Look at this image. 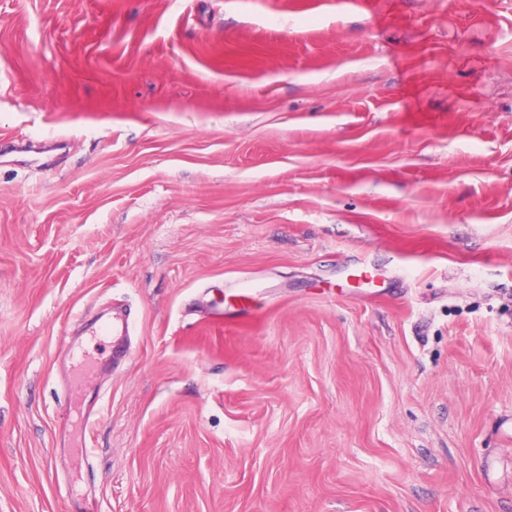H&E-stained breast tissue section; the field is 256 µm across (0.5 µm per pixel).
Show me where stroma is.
Here are the masks:
<instances>
[{
    "mask_svg": "<svg viewBox=\"0 0 512 512\" xmlns=\"http://www.w3.org/2000/svg\"><path fill=\"white\" fill-rule=\"evenodd\" d=\"M90 502L512 512V0H0V512Z\"/></svg>",
    "mask_w": 512,
    "mask_h": 512,
    "instance_id": "1",
    "label": "stroma"
}]
</instances>
